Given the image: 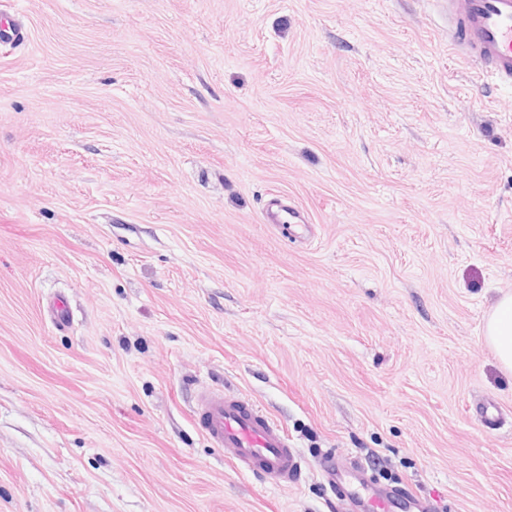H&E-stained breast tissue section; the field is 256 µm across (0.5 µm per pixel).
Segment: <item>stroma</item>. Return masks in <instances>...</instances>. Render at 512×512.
Masks as SVG:
<instances>
[{
  "label": "stroma",
  "instance_id": "1",
  "mask_svg": "<svg viewBox=\"0 0 512 512\" xmlns=\"http://www.w3.org/2000/svg\"><path fill=\"white\" fill-rule=\"evenodd\" d=\"M0 512H512V93L438 0H0ZM308 231L265 224L272 194ZM70 320L47 313L55 297ZM203 387L303 478L225 459ZM503 419L486 425L487 402ZM485 338L502 369L512 371V293H502L485 322ZM196 422L237 466L280 488L299 483L302 460L285 429L249 398L202 390L197 396Z\"/></svg>",
  "mask_w": 512,
  "mask_h": 512
}]
</instances>
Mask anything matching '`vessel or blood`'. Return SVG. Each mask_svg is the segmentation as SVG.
Here are the masks:
<instances>
[{
    "label": "vessel or blood",
    "instance_id": "vessel-or-blood-1",
    "mask_svg": "<svg viewBox=\"0 0 512 512\" xmlns=\"http://www.w3.org/2000/svg\"><path fill=\"white\" fill-rule=\"evenodd\" d=\"M448 15V43L480 76L512 91V0H442ZM268 224H297L295 208L272 203ZM196 422L237 466L288 488L299 483L302 460L284 428L244 396L204 390L197 396Z\"/></svg>",
    "mask_w": 512,
    "mask_h": 512
}]
</instances>
